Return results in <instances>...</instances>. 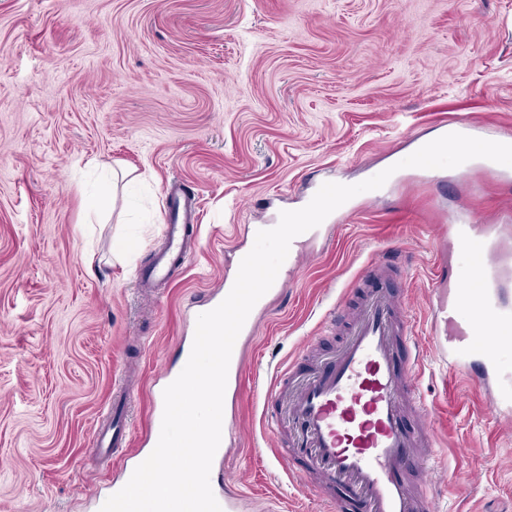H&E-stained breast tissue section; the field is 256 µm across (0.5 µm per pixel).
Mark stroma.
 I'll return each mask as SVG.
<instances>
[{
    "instance_id": "35a3bbf8",
    "label": "stroma",
    "mask_w": 512,
    "mask_h": 512,
    "mask_svg": "<svg viewBox=\"0 0 512 512\" xmlns=\"http://www.w3.org/2000/svg\"><path fill=\"white\" fill-rule=\"evenodd\" d=\"M464 114L488 140L512 138V0H0V512H100L112 466L94 429L128 377L131 428L146 446L149 406L180 370V339L263 210L306 206L315 180L345 184L394 168L356 195L328 241L289 263L248 347L227 422L239 441L215 471L253 512H324L271 454L294 435L265 408L279 364L307 377L345 334L323 330L342 291L407 297L419 393L443 462L412 471L434 512H512V422L435 352L437 263L450 222L477 211L512 247V180L502 165L396 169ZM193 197L190 260L169 281L138 276L164 243L171 187ZM113 189L105 217L88 196ZM134 238L122 256L113 240ZM94 251L87 265L86 251ZM400 272L383 282L372 261Z\"/></svg>"
}]
</instances>
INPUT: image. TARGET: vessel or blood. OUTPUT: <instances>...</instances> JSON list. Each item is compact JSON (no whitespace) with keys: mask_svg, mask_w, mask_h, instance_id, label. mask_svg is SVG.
Wrapping results in <instances>:
<instances>
[{"mask_svg":"<svg viewBox=\"0 0 512 512\" xmlns=\"http://www.w3.org/2000/svg\"><path fill=\"white\" fill-rule=\"evenodd\" d=\"M191 215V199L171 194L165 247L141 275V286L169 280L173 267L185 261ZM451 245L467 267L455 288L433 306L436 323L455 333L452 344L439 352L453 373L478 368L477 382L487 389L491 404L511 413L512 388L497 382L502 356L512 351V252L501 248L491 226L473 214L455 225ZM326 319L329 331L348 330L339 352L307 379L285 368L266 393L268 399L286 401L288 422L297 432L289 447L276 450V461L296 462L298 475L328 512L346 510L333 496L339 485L362 499L368 512H433L430 492L414 490L408 478L413 460L429 463L439 457L436 432L418 393L417 363L397 361L398 343L413 337L408 317L378 289L354 306L337 301ZM253 327V320H246L233 347L225 394L234 399L245 363L242 342ZM411 414L422 422L409 430L404 419ZM95 439L102 448L120 447L126 439L123 415L97 423Z\"/></svg>","mask_w":512,"mask_h":512,"instance_id":"vessel-or-blood-1","label":"vessel or blood"}]
</instances>
